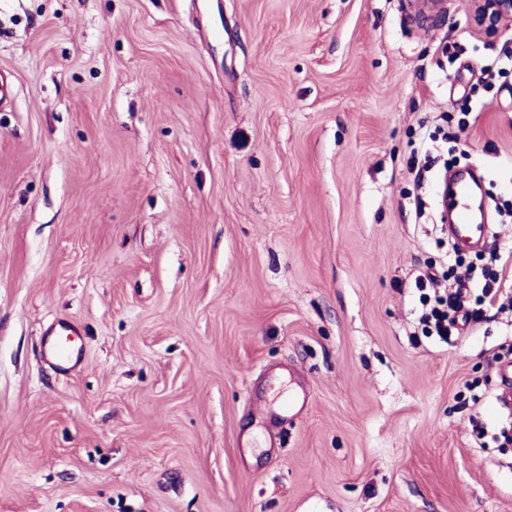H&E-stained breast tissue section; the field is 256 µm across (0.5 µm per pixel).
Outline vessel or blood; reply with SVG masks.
I'll list each match as a JSON object with an SVG mask.
<instances>
[{"mask_svg": "<svg viewBox=\"0 0 512 512\" xmlns=\"http://www.w3.org/2000/svg\"><path fill=\"white\" fill-rule=\"evenodd\" d=\"M478 186L479 177L471 170L458 172L448 179V233L463 247H482L491 235L490 226L484 224L481 216ZM43 353L57 373L66 375L74 371L84 359L78 327L65 320L59 321L49 329Z\"/></svg>", "mask_w": 512, "mask_h": 512, "instance_id": "vessel-or-blood-1", "label": "vessel or blood"}]
</instances>
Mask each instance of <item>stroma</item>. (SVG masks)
<instances>
[{"label": "stroma", "instance_id": "stroma-1", "mask_svg": "<svg viewBox=\"0 0 512 512\" xmlns=\"http://www.w3.org/2000/svg\"><path fill=\"white\" fill-rule=\"evenodd\" d=\"M220 4L0 0V512H512V322L414 342L409 286L512 252V73L481 72L512 25ZM467 163L493 237L459 255L435 185ZM43 353L57 373L66 375L78 368L84 359L80 330L72 322L59 321L47 332Z\"/></svg>", "mask_w": 512, "mask_h": 512}]
</instances>
